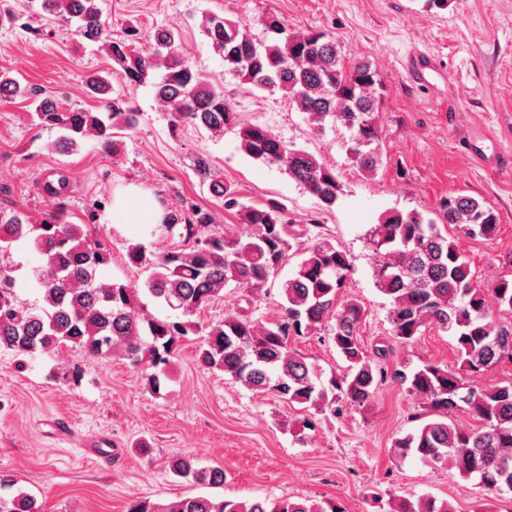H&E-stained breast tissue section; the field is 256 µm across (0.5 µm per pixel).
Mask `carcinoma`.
<instances>
[{
	"label": "carcinoma",
	"instance_id": "cac0c4a2",
	"mask_svg": "<svg viewBox=\"0 0 512 512\" xmlns=\"http://www.w3.org/2000/svg\"><path fill=\"white\" fill-rule=\"evenodd\" d=\"M27 16L68 28L105 52L110 70L86 76L84 89L104 104V111L63 109L47 97L30 92L20 80L0 70V100H33L31 120L59 137L51 148L76 151L92 139L104 153H117L116 135L133 128L138 113L125 96L114 93L112 81L130 89L153 82L155 98L165 108L168 128L178 136L186 126L213 136L235 128L242 150L255 160L277 164L312 195L320 209L329 210L341 192L334 169L314 154L277 138L266 127L239 122L224 100V90L203 82L181 52L180 36L158 27L150 36L151 51L137 48L141 33L129 28L112 37L103 18L102 0H25ZM264 36L219 15L205 18L204 35L224 66L260 91H281L322 133L326 123L349 132L347 152L364 171L375 169L380 128L381 81L369 65L343 61L336 40L310 30L294 33L274 16L260 19ZM194 167L209 190L237 217L239 230L213 234V212L194 204L173 206L159 201L162 226L178 231L179 241L157 257L141 243L127 247L130 264L149 271L144 288L119 278L103 279L97 272L112 262V253L90 231L97 221V204L87 221L76 224L66 203L67 176L47 184L52 208L38 221L14 209H0V348L12 350L19 364L61 348L78 349L89 357L119 352L134 367L145 365L144 385L160 392L177 344L204 334L197 347L199 363L232 376L247 389L271 394L305 413L300 425L313 430L316 415L336 411V404L365 408L378 386L389 380L417 396L426 420L394 441L395 456H415L435 465L444 463L462 480L476 479L496 493L512 492V382L493 388L472 384L502 361H512V323L497 320L494 310L512 312V280L500 279L487 288L474 280L461 252L462 236L492 237L498 217L472 196L452 193L442 198L436 217L412 210H393L368 231L376 287L390 300L391 342L368 355L358 327L363 306L341 300L351 261L331 239L294 224L287 206L277 199L245 204L237 190L224 183L206 156ZM19 244L32 245L45 258L37 274L41 304L23 305L17 297L12 268L5 254ZM294 272L280 287V313L269 322L247 316L224 318L202 327L189 317L234 286L246 300L263 291L270 277L293 257ZM188 317L173 321L149 317L140 293ZM435 326L456 341L458 368L433 364L408 370L404 362L385 368L397 346H408L422 329ZM331 327L332 342L346 362L343 375L323 379V369L291 346L294 337ZM464 411L479 422L474 428L449 420ZM170 474L196 487L224 485V469L202 466L190 456L169 460ZM0 512H43L35 495L0 474ZM127 512H344L338 503L306 500L234 501L215 495L187 496L166 505L138 499ZM391 512H455L446 500L420 497L402 501Z\"/></svg>",
	"mask_w": 512,
	"mask_h": 512
}]
</instances>
